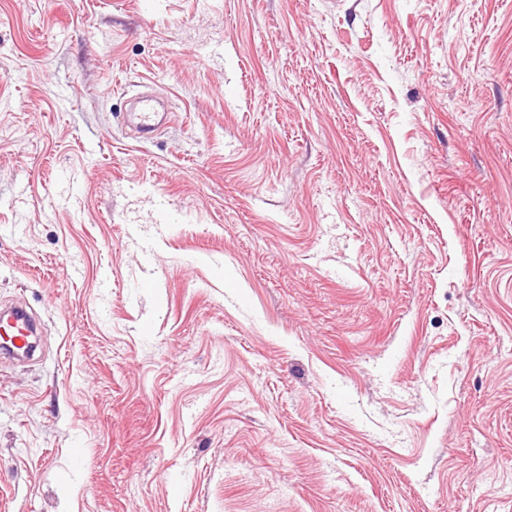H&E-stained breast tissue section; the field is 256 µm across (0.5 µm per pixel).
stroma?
<instances>
[{
	"label": "stroma",
	"instance_id": "35a3bbf8",
	"mask_svg": "<svg viewBox=\"0 0 512 512\" xmlns=\"http://www.w3.org/2000/svg\"><path fill=\"white\" fill-rule=\"evenodd\" d=\"M19 299L0 512H512V0H0ZM154 100L144 98L141 100L140 110L136 114V129L139 137L143 140H150L157 129L159 112H155ZM8 315L1 312L0 328L6 333L5 340L10 336L15 340V352H24L28 336H33L34 317L27 305L23 303L9 307Z\"/></svg>",
	"mask_w": 512,
	"mask_h": 512
}]
</instances>
